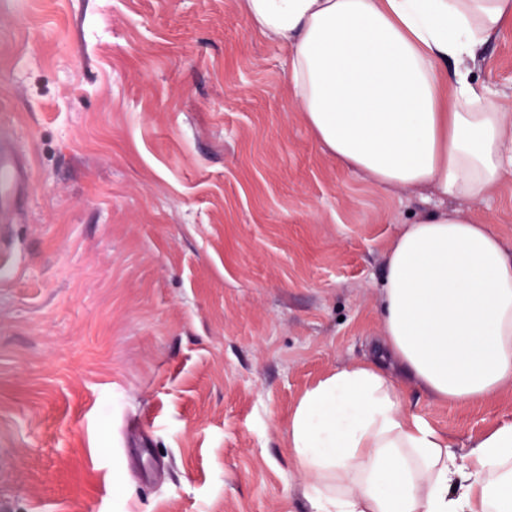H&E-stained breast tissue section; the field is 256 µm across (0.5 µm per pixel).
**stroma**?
<instances>
[{"label": "stroma", "mask_w": 512, "mask_h": 512, "mask_svg": "<svg viewBox=\"0 0 512 512\" xmlns=\"http://www.w3.org/2000/svg\"><path fill=\"white\" fill-rule=\"evenodd\" d=\"M238 0H0V512H308L304 392L363 359L436 195L340 166ZM474 81L512 113V23ZM458 209L512 243V174ZM457 451L504 420L408 391ZM31 165L28 157L0 137V218L17 198L27 193Z\"/></svg>", "instance_id": "obj_1"}]
</instances>
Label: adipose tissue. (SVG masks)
Instances as JSON below:
<instances>
[{
    "mask_svg": "<svg viewBox=\"0 0 512 512\" xmlns=\"http://www.w3.org/2000/svg\"><path fill=\"white\" fill-rule=\"evenodd\" d=\"M290 55L300 113L337 164L384 189L471 202L512 172V113L470 77L512 0H239ZM386 353L295 404L286 436L310 512H512V420L465 453L407 411L423 391L477 403L512 390V247L458 209L403 225L386 253Z\"/></svg>",
    "mask_w": 512,
    "mask_h": 512,
    "instance_id": "obj_1",
    "label": "adipose tissue"
}]
</instances>
